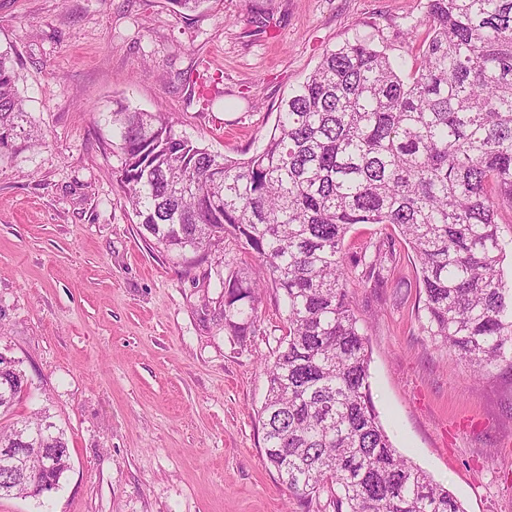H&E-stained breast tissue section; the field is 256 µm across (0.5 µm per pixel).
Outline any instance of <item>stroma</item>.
<instances>
[{
	"mask_svg": "<svg viewBox=\"0 0 512 512\" xmlns=\"http://www.w3.org/2000/svg\"><path fill=\"white\" fill-rule=\"evenodd\" d=\"M427 0H0V51L43 135L0 164V353L30 389L13 419L49 416L73 465L46 502L0 512H333L264 462L265 365L287 310L261 295L254 335L219 318L220 280L260 260L228 237L167 249L139 224L112 169L105 118L120 97L234 158L260 151L278 106L327 50L357 36L412 62ZM393 243L381 280L352 288L369 326L371 391L394 448L465 512H512V369L481 379L417 318L414 256L394 228L354 225L347 252Z\"/></svg>",
	"mask_w": 512,
	"mask_h": 512,
	"instance_id": "obj_1",
	"label": "stroma"
}]
</instances>
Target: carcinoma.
I'll return each mask as SVG.
<instances>
[{
	"mask_svg": "<svg viewBox=\"0 0 512 512\" xmlns=\"http://www.w3.org/2000/svg\"><path fill=\"white\" fill-rule=\"evenodd\" d=\"M429 39L415 66L356 37L326 52L279 107L274 133L248 158L178 134L160 110L115 102L113 171L139 224L168 249L209 250L230 235L261 261L257 279L222 281L224 329L254 333L261 288L288 314L266 364V464L300 501L334 512H465L447 488L393 447L371 393L368 326L350 300L349 269L380 273L383 250L350 257L356 224L398 229L413 251L418 321L432 343L483 376L512 369V285L495 223L512 203V0H427ZM41 145L14 66L0 52V162ZM28 383L0 362V415ZM71 452L39 416L0 430V448Z\"/></svg>",
	"mask_w": 512,
	"mask_h": 512,
	"instance_id": "cac0c4a2",
	"label": "carcinoma"
}]
</instances>
